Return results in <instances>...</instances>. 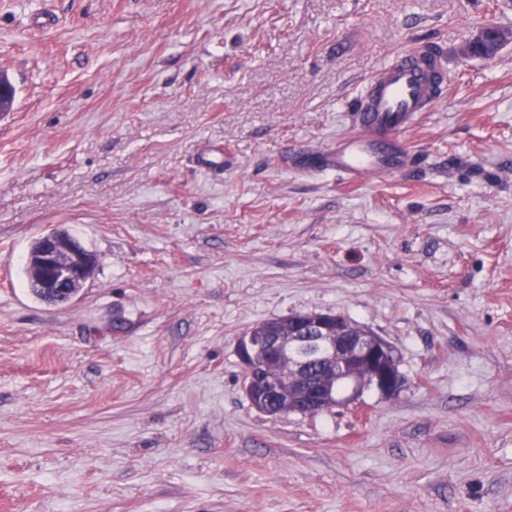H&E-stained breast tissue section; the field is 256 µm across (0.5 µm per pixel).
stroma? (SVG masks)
Wrapping results in <instances>:
<instances>
[{
  "instance_id": "stroma-1",
  "label": "stroma",
  "mask_w": 512,
  "mask_h": 512,
  "mask_svg": "<svg viewBox=\"0 0 512 512\" xmlns=\"http://www.w3.org/2000/svg\"><path fill=\"white\" fill-rule=\"evenodd\" d=\"M487 26L512 0H0V512H512V42L464 53ZM416 43L449 76L418 168H307ZM61 228L98 265L55 304L26 260ZM297 312L382 336L400 393L254 408L237 341Z\"/></svg>"
}]
</instances>
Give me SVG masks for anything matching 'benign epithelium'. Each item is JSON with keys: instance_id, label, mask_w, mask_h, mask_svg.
Segmentation results:
<instances>
[{"instance_id": "benign-epithelium-1", "label": "benign epithelium", "mask_w": 512, "mask_h": 512, "mask_svg": "<svg viewBox=\"0 0 512 512\" xmlns=\"http://www.w3.org/2000/svg\"><path fill=\"white\" fill-rule=\"evenodd\" d=\"M509 39L512 35L487 28L474 42L489 44L491 50L481 56L491 58ZM32 264L43 295L57 300L91 278L97 257L69 231L59 230L38 238ZM286 321V336L248 330L238 339L244 391L258 410L269 414L281 401L279 388L257 372L260 360L281 363L288 358V385L294 393L288 401L290 413H322L354 403L369 390L384 398L400 391L403 375L383 337L337 313H294Z\"/></svg>"}]
</instances>
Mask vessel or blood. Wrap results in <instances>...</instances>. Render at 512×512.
<instances>
[{"instance_id": "vessel-or-blood-1", "label": "vessel or blood", "mask_w": 512, "mask_h": 512, "mask_svg": "<svg viewBox=\"0 0 512 512\" xmlns=\"http://www.w3.org/2000/svg\"><path fill=\"white\" fill-rule=\"evenodd\" d=\"M445 63L438 47L399 53L369 81L353 106L352 135L321 151L314 166L352 183L410 167L413 156L399 145L418 113L430 111L445 87Z\"/></svg>"}]
</instances>
